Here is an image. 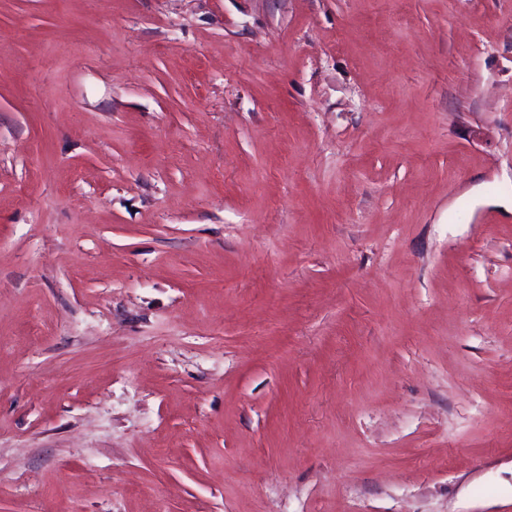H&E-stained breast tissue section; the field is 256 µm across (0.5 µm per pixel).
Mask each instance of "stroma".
I'll list each match as a JSON object with an SVG mask.
<instances>
[{
	"mask_svg": "<svg viewBox=\"0 0 512 512\" xmlns=\"http://www.w3.org/2000/svg\"><path fill=\"white\" fill-rule=\"evenodd\" d=\"M0 512H512V0H0Z\"/></svg>",
	"mask_w": 512,
	"mask_h": 512,
	"instance_id": "35a3bbf8",
	"label": "stroma"
}]
</instances>
